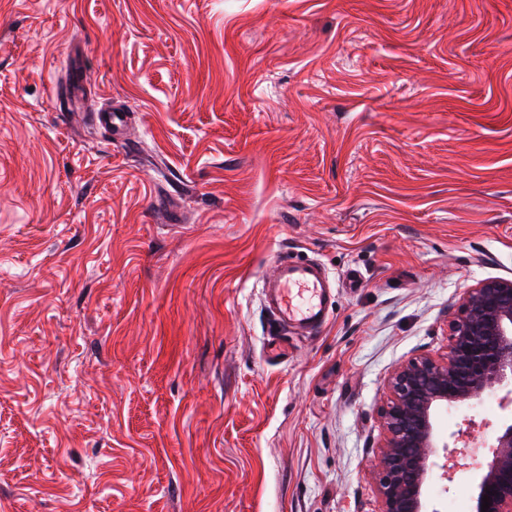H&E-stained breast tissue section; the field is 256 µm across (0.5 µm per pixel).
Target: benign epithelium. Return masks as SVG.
<instances>
[{
	"label": "benign epithelium",
	"mask_w": 512,
	"mask_h": 512,
	"mask_svg": "<svg viewBox=\"0 0 512 512\" xmlns=\"http://www.w3.org/2000/svg\"><path fill=\"white\" fill-rule=\"evenodd\" d=\"M444 360L419 357L398 367L388 381L381 410L384 443L376 471L382 512H439L427 501V481L437 470L453 489L477 422L444 435L437 415L483 394L503 392V415L486 443L491 459L470 477L472 512H512V280L486 279L470 289L449 323Z\"/></svg>",
	"instance_id": "1"
}]
</instances>
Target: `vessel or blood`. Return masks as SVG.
<instances>
[{"label":"vessel or blood","mask_w":512,"mask_h":512,"mask_svg":"<svg viewBox=\"0 0 512 512\" xmlns=\"http://www.w3.org/2000/svg\"><path fill=\"white\" fill-rule=\"evenodd\" d=\"M266 301L273 314L277 336L268 348H286L290 329L318 333L326 323V296L330 291L323 271L315 265L275 258L265 278Z\"/></svg>","instance_id":"1"}]
</instances>
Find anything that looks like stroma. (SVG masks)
I'll list each match as a JSON object with an SVG mask.
<instances>
[{"mask_svg": "<svg viewBox=\"0 0 512 512\" xmlns=\"http://www.w3.org/2000/svg\"><path fill=\"white\" fill-rule=\"evenodd\" d=\"M283 252L335 297L272 357ZM489 278L512 0H0L9 512H382L388 379Z\"/></svg>", "mask_w": 512, "mask_h": 512, "instance_id": "1", "label": "stroma"}]
</instances>
